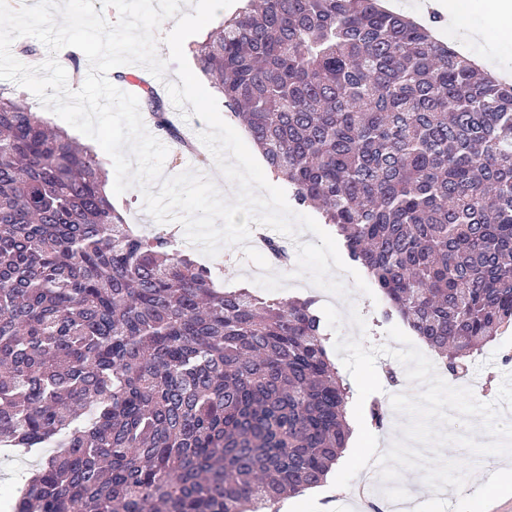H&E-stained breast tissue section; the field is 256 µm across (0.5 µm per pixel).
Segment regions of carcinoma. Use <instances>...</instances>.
<instances>
[{"label": "carcinoma", "instance_id": "obj_1", "mask_svg": "<svg viewBox=\"0 0 512 512\" xmlns=\"http://www.w3.org/2000/svg\"><path fill=\"white\" fill-rule=\"evenodd\" d=\"M381 0H246L200 71L300 207L451 379L512 327V83ZM143 107L181 148L152 90ZM93 149L0 92V449L9 512H276L347 448L316 300L220 289L140 234Z\"/></svg>", "mask_w": 512, "mask_h": 512}]
</instances>
